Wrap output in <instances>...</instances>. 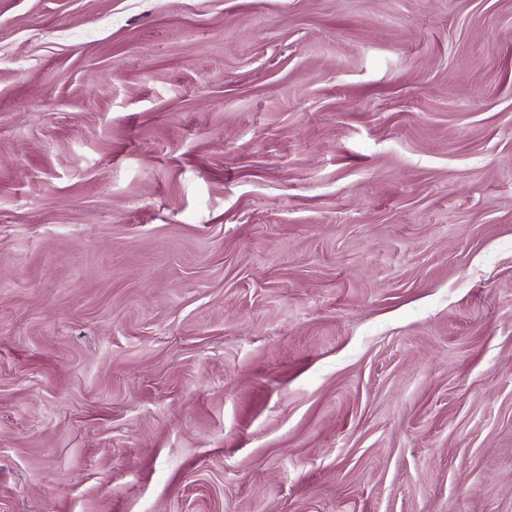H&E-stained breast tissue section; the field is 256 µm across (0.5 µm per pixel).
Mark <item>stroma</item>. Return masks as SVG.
I'll use <instances>...</instances> for the list:
<instances>
[{
  "mask_svg": "<svg viewBox=\"0 0 512 512\" xmlns=\"http://www.w3.org/2000/svg\"><path fill=\"white\" fill-rule=\"evenodd\" d=\"M0 512H512V0H0Z\"/></svg>",
  "mask_w": 512,
  "mask_h": 512,
  "instance_id": "1",
  "label": "stroma"
}]
</instances>
